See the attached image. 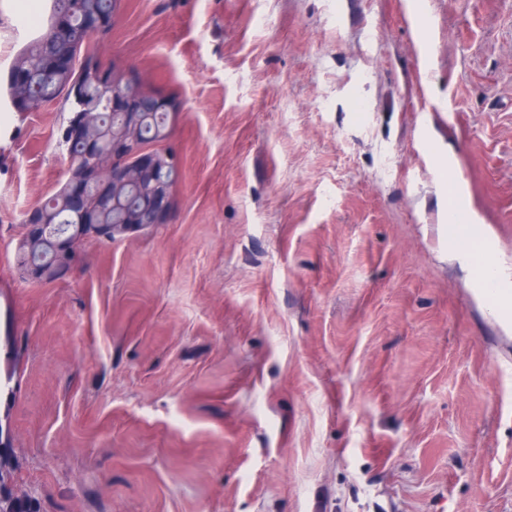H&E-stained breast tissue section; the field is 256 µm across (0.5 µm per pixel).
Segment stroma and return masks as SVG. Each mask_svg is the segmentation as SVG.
I'll use <instances>...</instances> for the list:
<instances>
[{
  "label": "stroma",
  "mask_w": 512,
  "mask_h": 512,
  "mask_svg": "<svg viewBox=\"0 0 512 512\" xmlns=\"http://www.w3.org/2000/svg\"><path fill=\"white\" fill-rule=\"evenodd\" d=\"M98 55L172 101V216L24 279L69 112L0 107V500L512 512V0H122Z\"/></svg>",
  "instance_id": "obj_1"
}]
</instances>
